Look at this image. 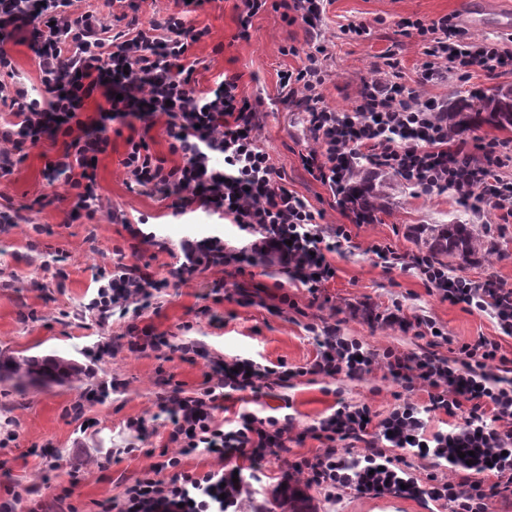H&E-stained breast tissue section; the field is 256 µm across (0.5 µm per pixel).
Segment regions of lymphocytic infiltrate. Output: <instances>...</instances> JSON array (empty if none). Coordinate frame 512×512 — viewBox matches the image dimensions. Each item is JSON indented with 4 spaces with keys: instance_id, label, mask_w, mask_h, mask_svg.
I'll return each instance as SVG.
<instances>
[{
    "instance_id": "obj_1",
    "label": "lymphocytic infiltrate",
    "mask_w": 512,
    "mask_h": 512,
    "mask_svg": "<svg viewBox=\"0 0 512 512\" xmlns=\"http://www.w3.org/2000/svg\"><path fill=\"white\" fill-rule=\"evenodd\" d=\"M205 2L171 0L144 22L138 0H111L108 18L82 8L81 0H0V181L32 150L55 144L42 173L47 184L60 180L66 190L57 198L37 197L36 206L63 203L71 224H90L110 211L131 240L129 249H116L112 262L97 268L88 309L103 321L116 310L127 315L124 346L130 353L145 356L173 346L183 359L210 363L195 389L163 380L156 406L169 417L167 445L160 461L145 466L125 487L114 512H242L240 496L224 492L236 455L253 464L281 457L283 481L317 489L329 500L347 489L446 503L452 512H495L499 501L512 499V356L499 339L455 340L433 317L406 315L397 304L366 315L412 334L414 348L373 349L325 320L308 327L316 346L312 361L269 366L249 358H216L193 341L170 344L147 323L145 312L162 289L190 285L215 269L224 277L210 289L213 301L250 305L252 296L240 279L256 254L273 259L293 286L317 303L336 275L332 254L350 242V225L367 221L356 214L347 226L325 224L324 212L289 189L261 145L260 105L239 96L238 75L225 72L212 85H199L190 51L211 32L187 25L186 17ZM326 2L238 0L236 5L237 39H250L254 17L269 9L307 35L305 48L285 49L300 56V64L279 75L281 103L304 112L315 141L300 156L303 170L336 188L365 164L397 174L414 192H449L473 213L489 208L502 223L512 222V141L449 134L444 107L430 94L452 74L464 80L477 70L490 77L512 72V33L476 37L452 14L400 19L399 35L417 43L424 56L415 78L405 79L394 52H387L381 77L364 81L350 108L336 109L323 96L328 47L314 36ZM23 41L34 52L40 98L33 97L10 53L12 44ZM117 126L129 131L122 165L130 191L158 197L175 216L202 211L224 218L251 237L250 246L231 248L217 235L187 241L182 261L163 278L149 265L127 264L126 256L161 253L166 246L123 211L108 210L102 198L95 163L111 151ZM158 127L168 138L165 156L152 148ZM172 155L177 163H169ZM367 251L383 268L416 274L440 301L489 314L501 336L512 337V287L503 281L473 280L430 255H404L387 243H371ZM375 370L405 393L384 415L365 403L340 402L300 431L289 414L261 417L242 409L229 420L219 416L237 394L290 389L306 376L358 380ZM441 414L451 418L450 429L426 433L427 417ZM308 438L319 442L320 453L287 458L290 442ZM344 448L351 458L341 457ZM199 451L215 458L216 467L185 470L184 457ZM468 451L474 454L469 462ZM416 459L430 465L425 480L407 475ZM165 470L174 471L173 480L162 479ZM80 481L79 470H71L68 486L48 505L38 486L8 491L0 498V512H74L70 498Z\"/></svg>"
}]
</instances>
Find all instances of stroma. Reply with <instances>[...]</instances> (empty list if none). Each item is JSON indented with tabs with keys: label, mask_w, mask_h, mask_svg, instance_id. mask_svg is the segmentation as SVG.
I'll use <instances>...</instances> for the list:
<instances>
[{
	"label": "stroma",
	"mask_w": 512,
	"mask_h": 512,
	"mask_svg": "<svg viewBox=\"0 0 512 512\" xmlns=\"http://www.w3.org/2000/svg\"><path fill=\"white\" fill-rule=\"evenodd\" d=\"M235 3L210 0L190 18L194 27L211 32L210 40L194 49L199 60V85L212 84L225 71L239 75L241 96L251 100L260 97L265 102L262 143L289 188L304 196L313 208L324 211L328 223H346L331 190L313 180L300 165V152L313 144L303 112L279 101V73L299 64L297 57L283 54L282 49L302 45V29L288 25L269 10L254 18L250 40L236 39ZM460 12L461 0H330L318 34L328 47L325 65L330 77L323 90L326 104L338 109L350 107L362 83L381 65L383 53L392 48L399 51L402 73L406 78L414 77L423 57L415 43L402 41L396 32L394 23L399 18L416 15L432 19ZM351 21L369 23L370 36L357 42L345 41L340 28ZM55 151L48 142L33 150L9 180L0 183V194L20 207L42 194L63 193V183L47 184L42 175L45 155ZM124 153V138L113 137L111 152L101 157L98 165L100 192L105 201L129 218L147 217L148 230L166 241L168 252L159 254L152 263L158 275H166L168 266L181 258L185 241L219 235L230 246L244 245L236 228L218 217L200 211L175 217L157 198L129 191L122 166ZM31 218L46 229L37 250L28 248L22 229L0 233V352L65 356L80 363L84 376L73 386L23 392L0 384V424L12 421L17 431L15 442L0 447V496L9 488L24 491L29 483L41 479L46 482V495L58 493L68 475L66 467L50 468L41 453L42 447L50 446L62 453L68 465L81 467L82 482L71 503L76 512H92L95 502L121 499L126 482L149 464V452L163 449L166 430L155 418L160 373L174 375L176 381L193 389L202 383L207 367L204 361L189 363L168 351L147 357L131 354L122 346L125 318L116 314L103 324L87 310L86 304L96 289V268L112 259L115 248L129 246L122 225L112 223L108 213H101L91 224H69L62 209L51 205L32 213ZM459 219L491 224L496 231L490 236L491 254L465 264L450 262V269L471 278L494 276L512 285V223L498 224L491 211L481 216L470 213L447 193L416 195L395 178L385 211L372 223L353 228L351 242L333 256L336 277L324 291L323 306H309L306 292L292 290L286 274L261 262L243 279L254 297L253 305L214 303L209 291L221 273L213 270L193 285L163 290L148 316L157 331L170 335L172 343L197 340L212 356L249 357L266 365L282 361L301 366L311 361L316 350L305 326L330 317L339 320L346 335L368 346H410L409 335L369 322L363 314L367 305L381 311L397 302L408 313L426 311L459 341L495 336L499 330L489 315L440 302L415 274L386 272L366 251L370 243L381 241L401 253L418 252L415 225L447 224ZM59 249L67 255L68 271L61 284L53 277L55 252ZM282 293L293 294L299 307H305V314L289 308L280 313L270 311L266 306L270 295ZM215 314L223 317V327L212 325ZM103 344L112 346V355L100 356ZM103 388L109 391L106 401L87 412L93 426L82 428L80 421L73 419L71 406L84 393ZM398 391V385L379 370L354 381L342 377L312 383L303 378L287 392L292 404L288 412L303 424L330 414L336 401L342 400L364 402L384 414L394 404ZM280 404L278 394L273 393L250 401L249 408L262 417L273 414L281 418L288 412L281 410ZM139 417L147 423L140 449L124 453V446L131 441L124 424ZM244 475L248 487L243 495L245 512L261 506L267 512H280L272 502V492L281 478L278 462L268 459L245 470ZM308 495L317 512H448L431 501L359 496L349 490L340 491L333 501L325 500L313 489Z\"/></svg>",
	"instance_id": "stroma-1"
}]
</instances>
